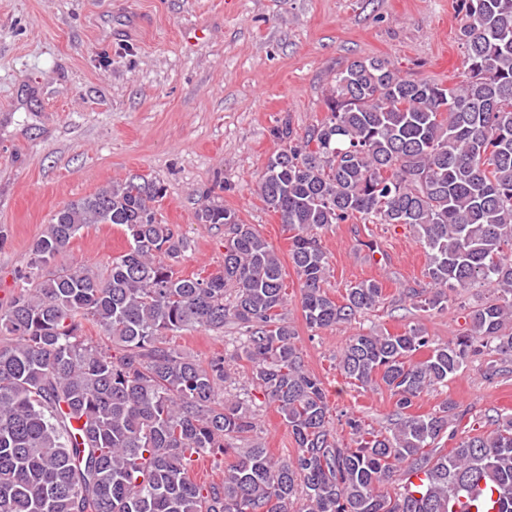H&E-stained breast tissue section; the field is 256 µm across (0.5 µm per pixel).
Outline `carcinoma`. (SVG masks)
<instances>
[{
  "mask_svg": "<svg viewBox=\"0 0 512 512\" xmlns=\"http://www.w3.org/2000/svg\"><path fill=\"white\" fill-rule=\"evenodd\" d=\"M461 84L404 77L389 61H351L336 72L327 115L304 135L289 121L257 183L267 209L294 231L290 250L311 329L348 323L384 301L382 284L324 285L332 224L410 226L426 253L427 287L408 297L424 309L448 291L492 286L469 307V329L439 345L421 324L360 334L338 366L363 388L395 398L384 429L358 416L344 425L357 447L332 436L323 381L305 368L285 313L280 259L254 225L202 196L201 224L224 225V267L184 277L187 248L155 207L163 188L145 176L109 182L72 201L34 241L27 271L0 304V512H512V416L467 434L449 453L464 413L448 399L411 412L429 387L446 385L481 355L512 361V0H461ZM91 224L120 227L128 250L99 274L52 268ZM241 325L237 357L297 445L274 460L258 444L256 399L224 397V355L203 363L166 344L188 330ZM99 327L104 349L84 336ZM235 450L224 477L189 476L193 456ZM424 484L391 494L401 467Z\"/></svg>",
  "mask_w": 512,
  "mask_h": 512,
  "instance_id": "cac0c4a2",
  "label": "carcinoma"
}]
</instances>
